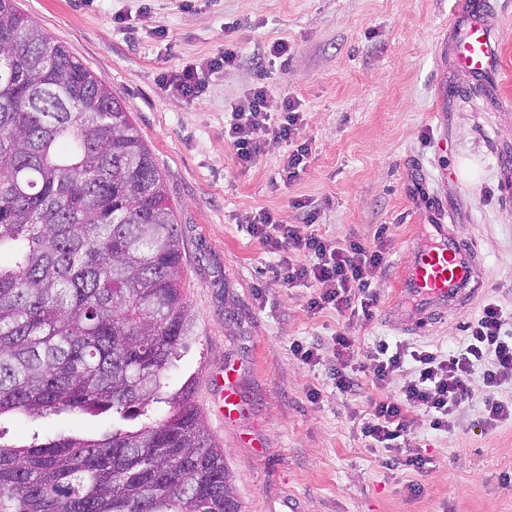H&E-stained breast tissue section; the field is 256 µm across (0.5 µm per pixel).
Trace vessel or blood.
<instances>
[{
    "label": "vessel or blood",
    "mask_w": 512,
    "mask_h": 512,
    "mask_svg": "<svg viewBox=\"0 0 512 512\" xmlns=\"http://www.w3.org/2000/svg\"><path fill=\"white\" fill-rule=\"evenodd\" d=\"M487 0H468L454 23L455 63L480 77L499 73L502 33L486 23ZM437 241L411 246L401 270L400 292L410 307V318L423 320L456 308L480 294L482 286L471 276L469 259L449 237L446 225H435Z\"/></svg>",
    "instance_id": "vessel-or-blood-1"
}]
</instances>
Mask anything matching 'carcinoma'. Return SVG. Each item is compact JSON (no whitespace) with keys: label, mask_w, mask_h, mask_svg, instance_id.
I'll return each mask as SVG.
<instances>
[{"label":"carcinoma","mask_w":512,"mask_h":512,"mask_svg":"<svg viewBox=\"0 0 512 512\" xmlns=\"http://www.w3.org/2000/svg\"><path fill=\"white\" fill-rule=\"evenodd\" d=\"M0 417L112 414L100 439L0 430V512H245L191 386L165 179L105 80L0 0Z\"/></svg>","instance_id":"carcinoma-1"}]
</instances>
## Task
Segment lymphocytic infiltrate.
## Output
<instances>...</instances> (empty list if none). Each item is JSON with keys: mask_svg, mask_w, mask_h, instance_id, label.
Wrapping results in <instances>:
<instances>
[{"mask_svg": "<svg viewBox=\"0 0 512 512\" xmlns=\"http://www.w3.org/2000/svg\"><path fill=\"white\" fill-rule=\"evenodd\" d=\"M304 121L301 105L293 97H284L276 105L266 87L256 88L246 103L232 106L228 112V134L238 163L245 167L255 163L266 141L285 142L292 147L283 167L285 180L299 179L311 153L310 143L299 139ZM248 228L273 248L286 247L302 255V262L282 263L280 280L288 286L309 280L319 283L320 291L308 300L310 309L331 307L343 312L357 305L362 314H370L376 297L368 274L386 266L382 251L356 240L339 245L307 228L280 223L266 211L255 215ZM467 331L463 344L445 353L383 341L368 351L372 381L379 386L405 362L414 364L410 380L398 393L377 403L364 423L361 433L369 447L406 436L410 427L406 412L410 409L423 411L432 429H448L454 413L470 395L471 378L479 366L484 369L483 384L489 391L484 401L485 423L512 419V403L497 397L502 386L512 384V317L489 302Z\"/></svg>", "mask_w": 512, "mask_h": 512, "instance_id": "f902f5d3", "label": "lymphocytic infiltrate"}]
</instances>
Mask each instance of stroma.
<instances>
[{
    "label": "stroma",
    "instance_id": "obj_1",
    "mask_svg": "<svg viewBox=\"0 0 512 512\" xmlns=\"http://www.w3.org/2000/svg\"><path fill=\"white\" fill-rule=\"evenodd\" d=\"M507 32L496 84H476L452 59L450 26L465 0H17L48 35L108 83L150 145L175 210L181 281L193 333L166 379V394L192 383L194 399L233 471L246 512H512V420L485 425V387L453 427L431 429L408 412L412 452L365 447L372 402L397 390L364 371L377 341L448 351L483 305L512 310V0H492ZM123 23H115V16ZM242 59L205 75L203 102L169 90L165 78L224 50V26ZM287 42V61L270 45ZM267 86L297 97L312 154L301 179L284 183L286 143L264 145L241 168L225 112ZM285 224L314 212L323 237L380 244L385 270L370 272L371 317L312 312L314 283L284 286L282 257L246 223L260 211ZM449 225L472 254L485 291L466 307L414 326L391 320L410 243L427 224ZM353 336L361 385L340 395L332 379L336 333ZM315 345L321 361L300 364L293 342ZM238 413L224 421V380ZM318 399H311V392ZM109 418L69 413L51 420L0 417L7 438L43 429L102 437Z\"/></svg>",
    "mask_w": 512,
    "mask_h": 512
}]
</instances>
